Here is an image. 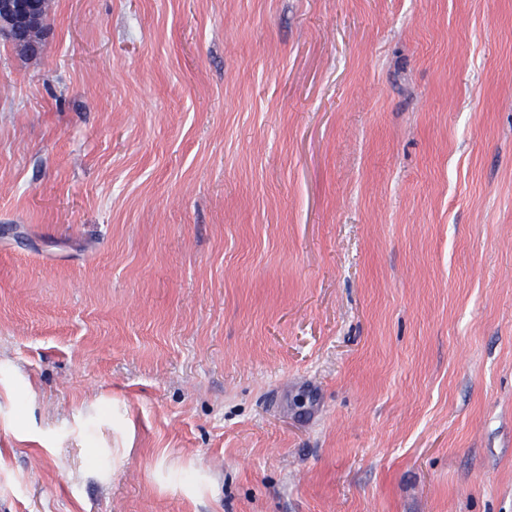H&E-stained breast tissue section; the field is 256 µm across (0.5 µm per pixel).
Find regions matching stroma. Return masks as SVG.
Returning a JSON list of instances; mask_svg holds the SVG:
<instances>
[{
    "label": "stroma",
    "mask_w": 512,
    "mask_h": 512,
    "mask_svg": "<svg viewBox=\"0 0 512 512\" xmlns=\"http://www.w3.org/2000/svg\"><path fill=\"white\" fill-rule=\"evenodd\" d=\"M0 512H512V0L0 43Z\"/></svg>",
    "instance_id": "35a3bbf8"
}]
</instances>
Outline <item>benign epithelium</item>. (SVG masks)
Here are the masks:
<instances>
[{
  "instance_id": "obj_1",
  "label": "benign epithelium",
  "mask_w": 512,
  "mask_h": 512,
  "mask_svg": "<svg viewBox=\"0 0 512 512\" xmlns=\"http://www.w3.org/2000/svg\"><path fill=\"white\" fill-rule=\"evenodd\" d=\"M50 0H0V41L38 56L49 19Z\"/></svg>"
}]
</instances>
